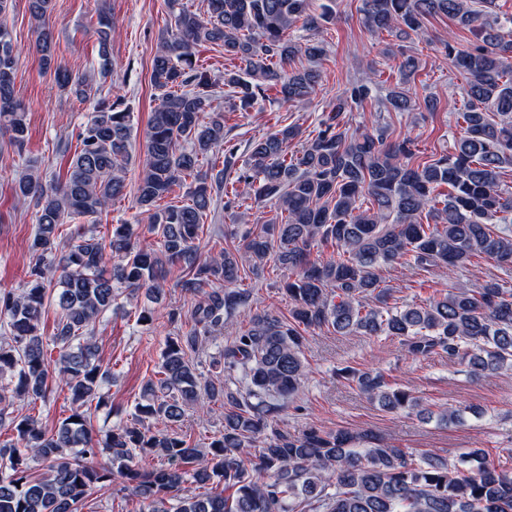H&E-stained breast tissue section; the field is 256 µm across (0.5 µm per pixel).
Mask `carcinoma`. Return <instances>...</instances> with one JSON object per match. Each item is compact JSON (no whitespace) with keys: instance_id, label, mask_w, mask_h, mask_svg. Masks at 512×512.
Here are the masks:
<instances>
[{"instance_id":"1","label":"carcinoma","mask_w":512,"mask_h":512,"mask_svg":"<svg viewBox=\"0 0 512 512\" xmlns=\"http://www.w3.org/2000/svg\"><path fill=\"white\" fill-rule=\"evenodd\" d=\"M169 5L175 23L152 61V82L162 95L147 125L134 200L158 248L139 246L127 222L112 225L107 242L81 224L126 195L133 125L119 97L98 101L63 181L43 178L30 164L12 184L16 197L33 201L36 230L24 290L0 292L6 333L0 420L6 391L47 401L66 390L71 408L51 429L30 414L10 418L12 437L0 441V512H82L93 486L117 478L121 490L137 497L139 512H512V471L489 464L478 449L452 461L431 453L417 459L340 429L290 435L275 419L276 400L304 386L309 328L392 337L415 358L443 354L475 377L512 368L511 288L486 282L400 305L378 277L385 265L451 272L475 258L512 270V185L501 180L512 165V14L496 11L495 0H362L363 24L372 32L425 40L423 20L443 14L476 36L463 49L441 42V53L466 76L453 146L417 161L410 138L389 140L390 126L352 128L347 113L373 98L371 84L361 82L336 95L333 110L300 150L291 148L302 135L296 125L251 140L244 171L230 180L237 149L226 139L224 112L213 107L217 83L199 70L197 48L221 46L235 61L223 78L233 110L249 112L270 92L304 107L320 74L291 64L301 52L323 60L328 49L322 41L303 46L291 31L319 30L333 19V7L318 12L311 0H207L201 15L181 0ZM10 7L11 0H0V135L21 155L28 110L14 91L20 49L5 20ZM29 9L39 30L41 68L75 96L88 97L93 74L72 73L51 52L53 0H29ZM97 35L104 47L112 39L104 12ZM395 54L405 84L417 61L404 48L387 52ZM387 104L396 112L416 106L408 88L391 93ZM220 150L224 168L200 173L199 157ZM183 187L185 203L157 205ZM220 193L224 209L245 207L243 219L269 203L280 213L248 228L242 243L201 262L204 218L215 211ZM74 221L80 225L73 232H60ZM314 247H330L332 256L314 258ZM270 261L288 269V318L250 316L248 327L213 359L212 367L224 372V431L199 448L174 430L201 390L216 391L202 384L190 353L224 329V318L249 311L250 291L236 287L241 270L257 272ZM176 264L188 269L181 288L199 297L191 328L167 338L131 417L94 435L90 408L108 403L103 386L111 378L100 363L96 322L118 307L123 288L161 295L159 280ZM221 282L224 287H216ZM51 302L58 317L48 344L41 320ZM50 345L58 350L54 361ZM338 375L355 381L386 411L435 416L443 424L463 420L460 409L424 407L381 370L346 367ZM102 455L111 467L93 463ZM146 456L159 466H139ZM30 459L42 473L31 472Z\"/></svg>"}]
</instances>
